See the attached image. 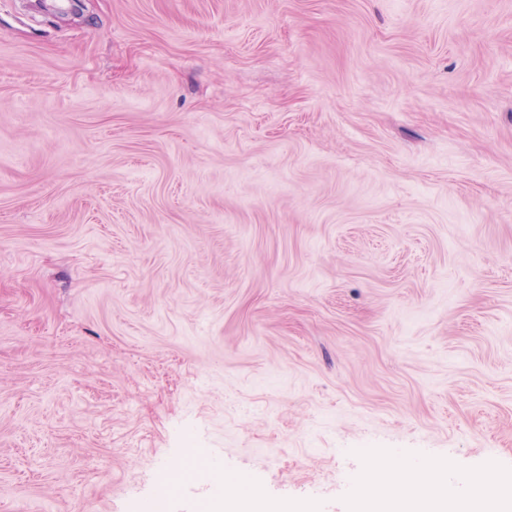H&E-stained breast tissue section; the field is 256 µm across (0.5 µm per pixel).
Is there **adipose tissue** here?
Segmentation results:
<instances>
[{"instance_id": "1", "label": "adipose tissue", "mask_w": 512, "mask_h": 512, "mask_svg": "<svg viewBox=\"0 0 512 512\" xmlns=\"http://www.w3.org/2000/svg\"><path fill=\"white\" fill-rule=\"evenodd\" d=\"M354 500L353 512H507L504 502H490L484 496L452 493L448 481L436 466L425 470L404 467L394 459L374 462L363 475ZM414 485L416 494L405 498L396 490Z\"/></svg>"}]
</instances>
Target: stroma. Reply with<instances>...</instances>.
<instances>
[{
    "label": "stroma",
    "mask_w": 512,
    "mask_h": 512,
    "mask_svg": "<svg viewBox=\"0 0 512 512\" xmlns=\"http://www.w3.org/2000/svg\"><path fill=\"white\" fill-rule=\"evenodd\" d=\"M34 2L0 0V512L512 483V0Z\"/></svg>",
    "instance_id": "35a3bbf8"
}]
</instances>
